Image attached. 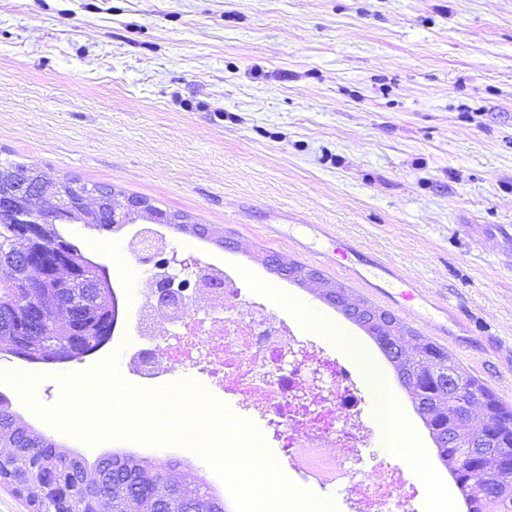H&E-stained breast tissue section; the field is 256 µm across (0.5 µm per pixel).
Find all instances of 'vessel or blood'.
<instances>
[{
	"label": "vessel or blood",
	"instance_id": "1",
	"mask_svg": "<svg viewBox=\"0 0 512 512\" xmlns=\"http://www.w3.org/2000/svg\"><path fill=\"white\" fill-rule=\"evenodd\" d=\"M332 252L317 253L316 259L322 264H332L345 275L363 285L372 295L391 306L401 301H416L423 308H430L433 301L425 288L403 276L396 268L386 266L365 255L354 242L338 237L334 240ZM445 323L439 326L440 335L445 336L457 349L476 346L477 340L468 324L459 320L449 306H441Z\"/></svg>",
	"mask_w": 512,
	"mask_h": 512
}]
</instances>
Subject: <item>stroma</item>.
<instances>
[{
    "instance_id": "1",
    "label": "stroma",
    "mask_w": 512,
    "mask_h": 512,
    "mask_svg": "<svg viewBox=\"0 0 512 512\" xmlns=\"http://www.w3.org/2000/svg\"><path fill=\"white\" fill-rule=\"evenodd\" d=\"M0 156L187 215L213 238L146 221L108 233L84 224L61 232L106 268L119 300L111 340L66 363H32L0 350V371H31L22 392L0 382L34 430L88 460L132 452L178 481L204 483L236 512L225 483L165 426L161 443L89 442L47 423L61 375L108 361L145 394L203 395L263 427L241 395L191 365L144 377L134 354L177 328L149 317L134 237H164L169 271L236 268L243 299L294 324L332 357L341 352L308 326L313 313L364 333L322 298L344 288L377 299L312 253L333 236L396 267L475 327L479 348L456 364L512 408V0H0ZM320 274L297 285L270 273V254ZM367 430L359 475L385 462L419 486L416 512L452 480L403 388L402 424L424 436L413 464L384 447L362 384Z\"/></svg>"
}]
</instances>
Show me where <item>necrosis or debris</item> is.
<instances>
[{
    "label": "necrosis or debris",
    "instance_id": "necrosis-or-debris-1",
    "mask_svg": "<svg viewBox=\"0 0 512 512\" xmlns=\"http://www.w3.org/2000/svg\"><path fill=\"white\" fill-rule=\"evenodd\" d=\"M162 358L201 365L225 389L244 392L306 481L323 486L354 473L363 434L356 379L262 304L234 308L219 325L189 321L141 361ZM403 494L395 471L378 468L373 494L356 498L355 512H392Z\"/></svg>",
    "mask_w": 512,
    "mask_h": 512
}]
</instances>
